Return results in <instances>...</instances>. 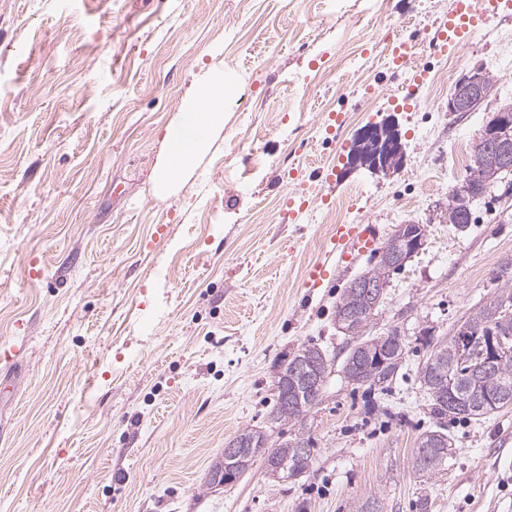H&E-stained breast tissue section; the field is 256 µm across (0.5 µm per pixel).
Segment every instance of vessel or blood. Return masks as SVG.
<instances>
[{"label":"vessel or blood","mask_w":512,"mask_h":512,"mask_svg":"<svg viewBox=\"0 0 512 512\" xmlns=\"http://www.w3.org/2000/svg\"><path fill=\"white\" fill-rule=\"evenodd\" d=\"M511 4L512 0H454L448 15L437 25L438 38L432 43V50L438 53L459 51L474 29L485 24L499 8ZM378 244V232L373 225H338L330 259L314 268L310 274L311 282H321L333 267L351 265L358 256L374 251Z\"/></svg>","instance_id":"b4317fda"}]
</instances>
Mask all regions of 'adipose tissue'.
Segmentation results:
<instances>
[{
  "mask_svg": "<svg viewBox=\"0 0 512 512\" xmlns=\"http://www.w3.org/2000/svg\"><path fill=\"white\" fill-rule=\"evenodd\" d=\"M235 90L224 74L206 70L197 75L183 107L167 126L155 186L168 194L206 155L224 129V100Z\"/></svg>",
  "mask_w": 512,
  "mask_h": 512,
  "instance_id": "obj_1",
  "label": "adipose tissue"
}]
</instances>
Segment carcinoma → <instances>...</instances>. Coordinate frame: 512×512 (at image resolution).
I'll list each match as a JSON object with an SVG mask.
<instances>
[{
    "instance_id": "obj_1",
    "label": "carcinoma",
    "mask_w": 512,
    "mask_h": 512,
    "mask_svg": "<svg viewBox=\"0 0 512 512\" xmlns=\"http://www.w3.org/2000/svg\"><path fill=\"white\" fill-rule=\"evenodd\" d=\"M471 199L453 190L448 196V212L460 220L459 227L471 223ZM504 280L500 292L481 304L473 314L459 324L479 340L492 334L512 337V325L504 327L494 318L498 302L512 299V278L499 274ZM374 315L372 301L363 297L360 289L349 283L336 302V325L348 337H356ZM459 336L454 334L437 341L420 371V384L430 402L431 412L439 419L452 417L478 422L501 409L512 407V355L494 366L470 372L459 368ZM405 345L391 336H374L355 344L342 365V373L352 385H367L386 389L399 375ZM297 360L307 363L299 374L288 376L284 387L275 389V400L268 412V421L276 427L303 425L307 413L321 403L324 386L313 387L308 379L316 376L327 361L325 352L313 345H303L288 353V363ZM499 396L500 403H486V396ZM260 431L245 428L230 440L224 460L213 470L239 476L246 472L260 457L266 473L278 478H295L307 472L314 464L316 448L311 436L297 431L293 436L267 448L259 446ZM448 434L438 426L421 434L414 448L411 468L421 476H432L445 470L448 464Z\"/></svg>"
}]
</instances>
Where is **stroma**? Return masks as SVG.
Instances as JSON below:
<instances>
[{
  "label": "stroma",
  "instance_id": "1",
  "mask_svg": "<svg viewBox=\"0 0 512 512\" xmlns=\"http://www.w3.org/2000/svg\"><path fill=\"white\" fill-rule=\"evenodd\" d=\"M452 3L0 0V512H354L371 494L382 512H418L423 496L430 512H512V407L446 419V469H411L436 425L419 370L512 265V194L448 222L462 155L512 105V8L459 53L414 54L427 79L411 106L388 64ZM477 67L497 94L449 111ZM209 68L236 84L218 147L157 197L164 129ZM386 121L399 169L347 168L359 130ZM290 195L307 202L295 224ZM407 222L426 225L425 245L365 328L398 332L404 375L384 392L348 384L334 310L371 261L314 288L310 270L337 225L385 240ZM309 343L333 368L305 419L313 467L275 482L258 460L213 483L225 445L265 426L276 360Z\"/></svg>",
  "mask_w": 512,
  "mask_h": 512
}]
</instances>
